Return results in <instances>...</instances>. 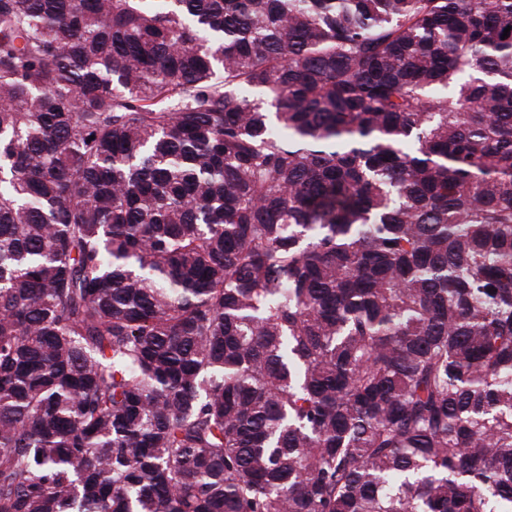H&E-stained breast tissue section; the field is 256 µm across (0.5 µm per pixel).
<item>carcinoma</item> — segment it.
<instances>
[{"mask_svg":"<svg viewBox=\"0 0 512 512\" xmlns=\"http://www.w3.org/2000/svg\"><path fill=\"white\" fill-rule=\"evenodd\" d=\"M512 0H0V512H512Z\"/></svg>","mask_w":512,"mask_h":512,"instance_id":"1","label":"carcinoma"}]
</instances>
